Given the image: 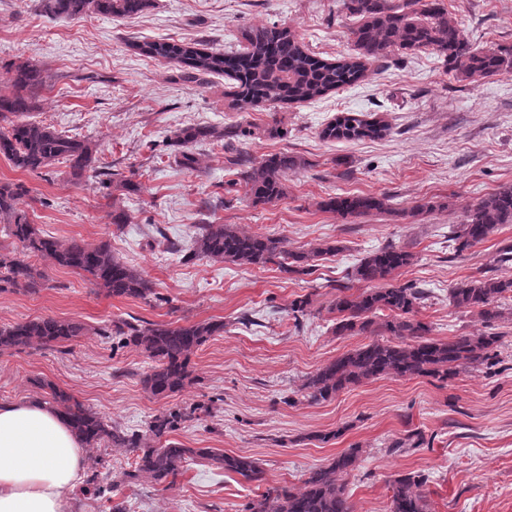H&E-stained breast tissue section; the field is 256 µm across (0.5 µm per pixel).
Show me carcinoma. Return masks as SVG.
I'll use <instances>...</instances> for the list:
<instances>
[{
  "label": "carcinoma",
  "instance_id": "1",
  "mask_svg": "<svg viewBox=\"0 0 512 512\" xmlns=\"http://www.w3.org/2000/svg\"><path fill=\"white\" fill-rule=\"evenodd\" d=\"M151 6V0H41L48 17L81 18L95 13L115 18H134ZM343 9L356 20L351 29L354 54L328 62L309 53L286 27H264L245 31L242 52H206L179 42L143 41L138 52L152 58L176 60L206 75H226L236 81L232 105L251 109L274 108L294 102L311 101L362 78L367 66L386 61L395 51H428L444 58L450 70L463 80L478 81L512 74V45L476 50L463 37L456 20L442 0H342ZM49 76L33 57L10 65L4 88L0 89V156L13 168L39 172L56 162L68 164L71 178L80 181L97 169V151L86 139L31 119L39 107ZM388 131L381 117L366 118L344 112L321 131L327 140L379 139ZM245 130L237 126L214 128L187 126L179 129L171 146L177 148L175 161L197 170L200 158L191 146L214 140L239 139ZM240 185L252 205H274L288 195L286 176L306 162L286 154H269L256 164L234 161ZM29 190L21 183H0V223L13 243L26 256L47 259L53 265L74 270L93 281L107 295L146 300L154 295L150 282L136 269L112 254L106 242L88 244L82 240H60L43 233L31 223L20 199ZM321 207L348 219L387 209L386 197L374 194L339 195ZM501 224H512V185L502 186L466 208L465 218L452 241L463 252L486 241ZM331 242L307 252L293 253L284 241L272 235L248 234L226 224H196L190 256L208 257L242 266L264 268L273 263L286 273L309 275L315 261L336 253ZM413 255L387 246L360 260L354 279L363 283L385 281L411 264ZM44 273L21 259L16 250H0V292H35L44 285ZM452 303L474 310L482 322L491 325L505 319L506 302H512V276L473 277L453 289ZM425 292L411 284L387 288H366L355 294L351 287L336 288L332 310L339 315L336 334L371 332L381 325L397 341L375 340L359 346L309 376L303 384L304 397L312 403L327 401L350 385L381 376H426L446 380L471 365L494 367L497 360L496 334L468 333L443 342L429 337L427 324L415 319ZM86 332V326L71 319L40 317L0 327V352L72 341ZM224 332V322L203 321L185 325L149 322L139 318L119 319L103 331L123 347H135L154 362L143 378L147 392L166 398L183 391L194 377L191 358L211 337ZM48 391L47 405L58 410L89 449L126 448L135 453L124 480L136 484L147 480L158 486L173 483L184 464L204 459L250 483L264 482V470L248 456L230 455L215 448H186L168 440L198 410H166L149 422L146 433L129 430L85 407L69 392L40 381ZM359 449L349 448L324 467L312 470L304 487H272L249 503L245 512H352V504L339 477L355 468ZM425 477L407 473L395 477L391 512H425L421 488ZM112 487L98 481L93 473L80 491L87 505L97 507L111 500Z\"/></svg>",
  "mask_w": 512,
  "mask_h": 512
}]
</instances>
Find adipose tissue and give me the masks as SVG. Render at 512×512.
<instances>
[{
    "mask_svg": "<svg viewBox=\"0 0 512 512\" xmlns=\"http://www.w3.org/2000/svg\"><path fill=\"white\" fill-rule=\"evenodd\" d=\"M87 467L57 411L34 399L0 404V512H70Z\"/></svg>",
    "mask_w": 512,
    "mask_h": 512,
    "instance_id": "1",
    "label": "adipose tissue"
}]
</instances>
